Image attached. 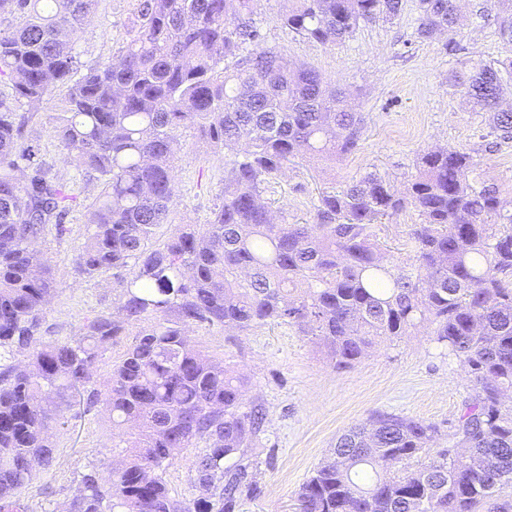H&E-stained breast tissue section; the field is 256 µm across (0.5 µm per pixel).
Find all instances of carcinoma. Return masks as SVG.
<instances>
[{"instance_id": "1", "label": "carcinoma", "mask_w": 512, "mask_h": 512, "mask_svg": "<svg viewBox=\"0 0 512 512\" xmlns=\"http://www.w3.org/2000/svg\"><path fill=\"white\" fill-rule=\"evenodd\" d=\"M97 0H0V512H18L16 492L52 465L54 436L76 403L102 401L112 416L117 467L80 475L67 512H236L256 494L249 448L262 409L243 406L246 379L189 344L207 323L245 331L283 322L316 340L336 369L357 363L379 339L433 327L432 340L468 368L471 397L432 451L438 427L375 413L341 434L297 492L300 512H512L498 502L512 485V208L475 175L464 151L417 158L399 191L370 172L320 194L310 224L278 221L268 185L301 158L336 162L358 146L363 116L315 70L265 45L258 0H132L129 38L117 61L72 81L54 134L77 172L102 182L88 212L75 269L116 272L115 310L88 320L78 337L40 343L55 279L34 243L57 236L75 196L25 143L23 111L81 66L75 39ZM404 0H296L283 28L333 45L362 22L392 20ZM419 35L452 34L457 0H419ZM474 64L454 86L489 113L492 132L512 139V109L499 107L502 74ZM198 126L233 159L224 199L204 228L180 224L160 240L176 196L179 131ZM413 207L422 223L409 241L415 262L392 264L374 224ZM124 344L104 392L94 369ZM29 351L28 365L11 364ZM205 444L196 482L207 496L174 499L163 470L174 454ZM230 465H225V462Z\"/></svg>"}]
</instances>
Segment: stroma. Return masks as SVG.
Instances as JSON below:
<instances>
[{"label":"stroma","mask_w":512,"mask_h":512,"mask_svg":"<svg viewBox=\"0 0 512 512\" xmlns=\"http://www.w3.org/2000/svg\"><path fill=\"white\" fill-rule=\"evenodd\" d=\"M285 0H261L258 24L267 46L289 60L306 64L328 81L347 89L365 128L356 150L336 163L291 166L267 192L276 219L312 222L323 189H343L375 172L396 188L416 173L418 156L437 147L471 153L483 178L496 183L512 201V140L497 144L489 135L488 114L474 107L450 81L470 60L503 58L507 47L499 35L500 0H459L461 21L453 35L422 39L418 35V0H404L401 15L390 22H363L333 46L307 42L281 27ZM130 0H98L91 20L77 36L83 64L114 60L129 27ZM68 94L67 85L30 110L26 143L38 146L53 174L76 197L63 222L68 234L48 232L38 243L52 267L57 289L46 307L40 331L43 343L75 338L97 312L113 308L120 290L111 273L78 275L74 259L86 234L85 219L102 190L86 181L67 160L53 126ZM175 162L177 196L166 237L175 224H206L221 203L224 153L196 128L182 130ZM420 217L409 208L378 225L395 264L409 262L408 233ZM191 344L245 375L247 406L261 407L265 421L254 445L259 495L241 503L238 512H295L301 485L333 448L336 439L374 412L409 416L435 424L438 447L471 395L465 365L431 341L422 329L384 342L354 367L339 370L310 337L285 323L238 332L217 325L190 327ZM52 466L18 495L20 512H66L79 487V475L91 464H108L112 456V421L102 404L77 405L57 439ZM201 448H188L165 470L173 496L183 502L201 497L195 465Z\"/></svg>","instance_id":"stroma-1"}]
</instances>
